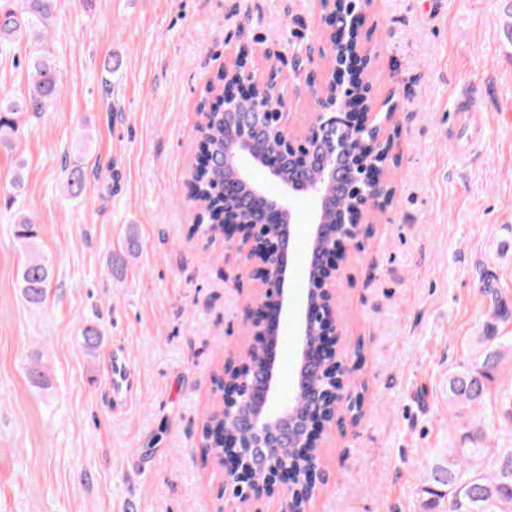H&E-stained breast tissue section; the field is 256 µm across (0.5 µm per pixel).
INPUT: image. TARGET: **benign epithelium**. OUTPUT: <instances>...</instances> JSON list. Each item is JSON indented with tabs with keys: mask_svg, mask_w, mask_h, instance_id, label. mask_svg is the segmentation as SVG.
<instances>
[{
	"mask_svg": "<svg viewBox=\"0 0 512 512\" xmlns=\"http://www.w3.org/2000/svg\"><path fill=\"white\" fill-rule=\"evenodd\" d=\"M323 20L328 28L327 47H318V55H330L333 66L318 86L311 87L316 110L310 125L299 135L291 133L286 122L283 94L259 67L258 60L270 59V53L247 45L230 53L224 63V74L233 80V89L218 84L214 97L219 99L224 117L232 124L224 128V169L234 178L224 183V242L228 249L247 267L258 282L259 301L247 313L251 343L258 348L257 361L249 364L229 360L224 364V376L247 373L261 374V383L251 381L232 393H224L221 418L234 430L225 447L238 449L237 455L219 454L224 467L225 488L244 490L238 498L242 506L258 503L275 496L282 497V512H296L295 496L300 487L314 493L320 476L321 457L316 455L305 472L291 471L288 459L276 452L288 447L293 427L303 431L298 451L308 454L322 445V435L330 425L326 420L324 402L312 397L309 412L297 413V396L302 384H297L295 397L278 402L276 364L268 356L270 337L277 334L273 323L288 319L290 296L285 288L288 252L285 244L292 236L293 213L288 199L311 194L317 198L318 211L311 239L318 246L324 240L333 245L324 248L323 262L315 287L308 290L305 306L297 320L299 356L307 364L304 376L323 374L322 357L333 358L338 372L345 370L343 351L339 348L340 331L336 316V285L340 262L347 252L359 247L365 225L372 223L377 213L391 204L395 188L389 180L390 164L396 162L394 142L398 129H390L398 111V103L386 101L387 109L373 106L372 98L363 93L361 79L371 68L370 51L366 48L362 30L366 12L358 0H319ZM272 137L281 144L274 154L259 153L255 143ZM248 157L276 180L282 194L268 198L239 165ZM316 166L318 176L307 180L306 172ZM358 169L359 183L350 188L354 195L352 208L337 209L336 223L327 221L333 200L331 186H340L348 169ZM261 202L248 222L239 219L244 196ZM328 314L323 340L315 343L317 353L310 349L306 337L314 335L312 310Z\"/></svg>",
	"mask_w": 512,
	"mask_h": 512,
	"instance_id": "benign-epithelium-1",
	"label": "benign epithelium"
}]
</instances>
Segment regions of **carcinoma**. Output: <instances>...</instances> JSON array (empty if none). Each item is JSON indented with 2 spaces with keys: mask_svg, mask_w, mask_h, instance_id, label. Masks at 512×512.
Returning <instances> with one entry per match:
<instances>
[{
  "mask_svg": "<svg viewBox=\"0 0 512 512\" xmlns=\"http://www.w3.org/2000/svg\"><path fill=\"white\" fill-rule=\"evenodd\" d=\"M54 0H22V7L0 6V50L27 40L35 47L28 60L30 69L26 93L19 99L0 98V148L13 150L24 118H39L49 111L62 93L63 83L45 46L43 31L53 21ZM202 162L192 164L187 175L188 195L196 208L195 220L203 234H219L224 218V115L211 109L207 124L196 141ZM69 196L82 195L87 170L80 165L65 170ZM14 237L25 260L20 273V288L27 303L45 302L53 277L50 258L37 244L38 233L31 219L17 213ZM483 294L491 301L492 319H505L512 312L500 289L487 280ZM82 345L90 354L101 345L100 329L88 324L82 329ZM472 356L467 364L448 372V409L463 420L458 444L437 449L427 471L423 492L439 499L451 497L452 512H512V446L488 447L489 434L503 423L512 424V390L504 393L499 407L486 410L491 384L506 361L512 363V336L495 335L494 324H486L472 340ZM202 442L213 448L224 446V426L206 421Z\"/></svg>",
  "mask_w": 512,
  "mask_h": 512,
  "instance_id": "carcinoma-1",
  "label": "carcinoma"
}]
</instances>
